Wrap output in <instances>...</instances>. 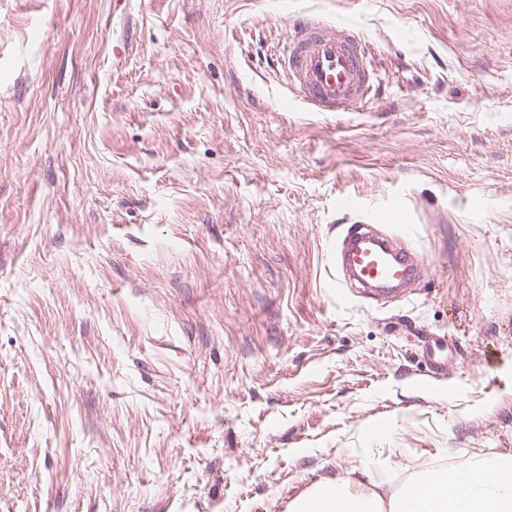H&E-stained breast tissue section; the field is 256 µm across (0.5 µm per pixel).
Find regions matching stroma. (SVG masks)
I'll return each mask as SVG.
<instances>
[{
	"label": "stroma",
	"instance_id": "stroma-1",
	"mask_svg": "<svg viewBox=\"0 0 512 512\" xmlns=\"http://www.w3.org/2000/svg\"><path fill=\"white\" fill-rule=\"evenodd\" d=\"M308 11L371 104L292 102ZM383 207L425 275L337 288ZM511 455L512 0H0V512H290Z\"/></svg>",
	"mask_w": 512,
	"mask_h": 512
}]
</instances>
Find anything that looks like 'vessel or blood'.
Segmentation results:
<instances>
[{
	"label": "vessel or blood",
	"mask_w": 512,
	"mask_h": 512,
	"mask_svg": "<svg viewBox=\"0 0 512 512\" xmlns=\"http://www.w3.org/2000/svg\"><path fill=\"white\" fill-rule=\"evenodd\" d=\"M278 62L294 102L315 112H349L376 94V75L360 33L314 15L294 29ZM339 260L344 280L376 293L402 288L425 270L396 237L368 224L346 228Z\"/></svg>",
	"instance_id": "obj_1"
}]
</instances>
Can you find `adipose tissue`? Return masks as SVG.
I'll use <instances>...</instances> for the list:
<instances>
[{
    "label": "adipose tissue",
    "mask_w": 512,
    "mask_h": 512,
    "mask_svg": "<svg viewBox=\"0 0 512 512\" xmlns=\"http://www.w3.org/2000/svg\"><path fill=\"white\" fill-rule=\"evenodd\" d=\"M455 493H448L449 483ZM291 512H512V457L478 460L443 478L413 479L389 500L376 492L351 494L325 484L297 500Z\"/></svg>",
    "instance_id": "ef3b65f1"
}]
</instances>
